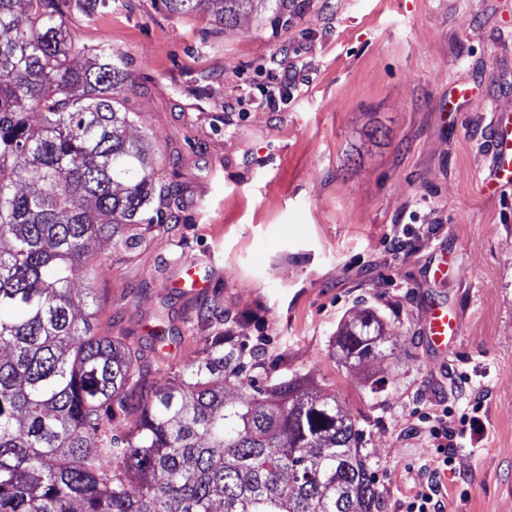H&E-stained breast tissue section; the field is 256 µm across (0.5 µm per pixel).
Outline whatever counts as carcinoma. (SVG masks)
Here are the masks:
<instances>
[{
  "label": "carcinoma",
  "mask_w": 512,
  "mask_h": 512,
  "mask_svg": "<svg viewBox=\"0 0 512 512\" xmlns=\"http://www.w3.org/2000/svg\"><path fill=\"white\" fill-rule=\"evenodd\" d=\"M160 2L222 27L269 0ZM67 9L0 0V512H379L336 395L297 374L259 382L224 311L184 317L189 336H115L92 289L71 288L90 241L132 259L176 216L127 136L126 58L78 47ZM79 48L90 62L76 68ZM385 336L363 309L332 346L355 367ZM183 343L194 357L169 362Z\"/></svg>",
  "instance_id": "carcinoma-1"
}]
</instances>
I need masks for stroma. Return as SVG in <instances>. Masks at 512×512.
I'll return each instance as SVG.
<instances>
[{
  "label": "stroma",
  "instance_id": "stroma-1",
  "mask_svg": "<svg viewBox=\"0 0 512 512\" xmlns=\"http://www.w3.org/2000/svg\"><path fill=\"white\" fill-rule=\"evenodd\" d=\"M68 26L127 58V135L181 199L174 231L134 263L105 268L111 246L91 243L75 288L136 336L220 299L225 334L260 341L266 379L300 374L357 421L381 512H402L437 461L421 414L480 402L469 480L441 476L447 512H512V189L485 184L491 115L512 113V0H279L221 29L159 0H69ZM283 52L300 93L270 112L256 100ZM190 259L210 279L201 298ZM434 301L463 322L444 355L423 337ZM365 308L391 353L347 367L332 339Z\"/></svg>",
  "mask_w": 512,
  "mask_h": 512
}]
</instances>
